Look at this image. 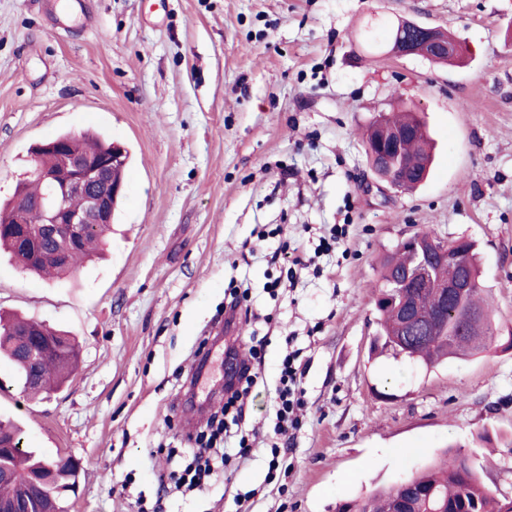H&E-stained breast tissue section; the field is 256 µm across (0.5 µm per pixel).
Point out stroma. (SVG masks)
<instances>
[{
  "label": "stroma",
  "mask_w": 512,
  "mask_h": 512,
  "mask_svg": "<svg viewBox=\"0 0 512 512\" xmlns=\"http://www.w3.org/2000/svg\"><path fill=\"white\" fill-rule=\"evenodd\" d=\"M0 0V200L58 134L104 133L130 154L101 256L71 279L20 273L0 256V310L71 333L81 354L60 392L32 401L0 361V417L26 447L84 460L68 512H341L437 461L468 456L512 498V350L427 369L372 355L379 268L407 237L464 236L479 252L497 335L512 334V0ZM447 31L458 67L388 53L400 19ZM409 108L435 141L428 181L378 182L360 132ZM346 233L334 252L318 245ZM304 242L292 288L269 281L281 241ZM248 316L224 324L235 287ZM236 360L265 337L264 382L233 456L202 489L178 486L189 432L208 416L225 368L190 393L207 337ZM298 351L302 430L287 474L268 479L271 404Z\"/></svg>",
  "instance_id": "1"
}]
</instances>
